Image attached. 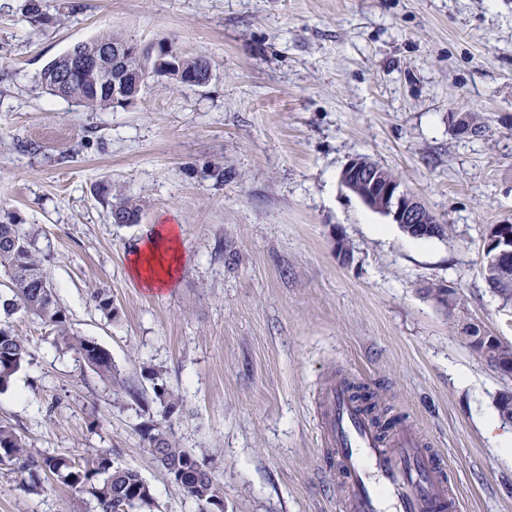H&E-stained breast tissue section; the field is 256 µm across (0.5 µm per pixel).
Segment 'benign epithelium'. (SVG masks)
Instances as JSON below:
<instances>
[{
    "label": "benign epithelium",
    "mask_w": 512,
    "mask_h": 512,
    "mask_svg": "<svg viewBox=\"0 0 512 512\" xmlns=\"http://www.w3.org/2000/svg\"><path fill=\"white\" fill-rule=\"evenodd\" d=\"M157 44H141L130 42L121 45H111L103 48L91 57H82L72 51L61 56L64 62V79L72 81L83 70L98 72L105 81L112 80L111 69L123 63L126 56L140 54L153 56ZM140 74L132 75L128 80L112 84V97L129 104L132 93L129 86H137ZM343 185L369 208L382 212L390 217L394 223L406 225L412 232L422 237L436 235L432 229L435 221L426 207L405 191L398 181L379 175L369 164L361 159L353 158L345 166L341 174ZM485 266L484 269L507 276L512 273V226L509 224H493L485 236ZM463 339L470 346H477L484 351L490 350L499 342V338L486 333L480 326L473 324Z\"/></svg>",
    "instance_id": "obj_1"
}]
</instances>
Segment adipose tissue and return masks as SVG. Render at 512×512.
Wrapping results in <instances>:
<instances>
[{
	"mask_svg": "<svg viewBox=\"0 0 512 512\" xmlns=\"http://www.w3.org/2000/svg\"><path fill=\"white\" fill-rule=\"evenodd\" d=\"M182 260L179 229L172 224L154 228L130 261V274L149 289L171 287Z\"/></svg>",
	"mask_w": 512,
	"mask_h": 512,
	"instance_id": "obj_1",
	"label": "adipose tissue"
}]
</instances>
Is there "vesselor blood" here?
<instances>
[{
    "label": "vessel or blood",
    "mask_w": 512,
    "mask_h": 512,
    "mask_svg": "<svg viewBox=\"0 0 512 512\" xmlns=\"http://www.w3.org/2000/svg\"><path fill=\"white\" fill-rule=\"evenodd\" d=\"M321 446L348 489L346 512H457L448 465L405 423L381 427L349 381L318 398Z\"/></svg>",
    "instance_id": "b4317fda"
}]
</instances>
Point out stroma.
I'll use <instances>...</instances> for the list:
<instances>
[{
    "mask_svg": "<svg viewBox=\"0 0 512 512\" xmlns=\"http://www.w3.org/2000/svg\"><path fill=\"white\" fill-rule=\"evenodd\" d=\"M0 0V221L35 238L75 335L112 356L101 378L48 327L9 322L30 357L0 391V421L34 456L104 454L140 472L158 512H200L139 427L160 418L120 389L160 369L181 447L224 512H344L315 399L342 376L443 454L461 512H512V378L461 338L512 344V303L483 276L490 225L512 224V0ZM109 30L206 56L200 87L148 82L129 107L50 95L44 66ZM475 113L481 133L454 117ZM364 156L392 169L448 227L417 239L341 182ZM141 206L118 224L115 202ZM181 229L174 285L128 262L153 229ZM349 248L336 252L337 239ZM455 288L447 311L426 289ZM107 291L108 319L92 296ZM0 463V512H96L88 492Z\"/></svg>",
    "mask_w": 512,
    "mask_h": 512,
    "instance_id": "1",
    "label": "stroma"
}]
</instances>
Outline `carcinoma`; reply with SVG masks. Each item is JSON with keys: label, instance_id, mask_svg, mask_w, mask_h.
<instances>
[{"label": "carcinoma", "instance_id": "obj_1", "mask_svg": "<svg viewBox=\"0 0 512 512\" xmlns=\"http://www.w3.org/2000/svg\"><path fill=\"white\" fill-rule=\"evenodd\" d=\"M127 39L105 31L81 42L84 54L91 56L106 45L122 44ZM56 63L51 60L41 72L42 86L55 97L71 100L87 110H103L119 106L109 91L99 85L96 72L89 70L73 86L56 82ZM210 65L202 56L180 53L177 69L155 76L182 86H200L209 81ZM114 220L135 224L140 207L126 198L112 206ZM0 273L6 277L7 292H0V313L9 317L18 309L38 318L54 333V343L62 349L77 351L93 371L102 377H112L111 355L99 344L71 333L66 311L55 301L52 291L42 288L49 282L43 262L36 256L30 232L20 224L0 223ZM26 341L7 324L0 322V390L8 387L11 378L28 361ZM143 375L153 382L155 400L162 408L163 421L152 419L140 426V432L155 458L164 467L171 484L200 504H209L216 489L212 478L198 457L180 446L167 422L178 409V398L164 384L158 383L161 373L154 367L143 368ZM20 461L31 471L30 489H38V472L57 475L79 491L90 489L97 512H116L115 504L142 494L149 499V512L157 509L150 486L138 470L113 465L107 456L83 457L79 461L61 457H35L29 454L25 439L9 423H0V463Z\"/></svg>", "mask_w": 512, "mask_h": 512}]
</instances>
